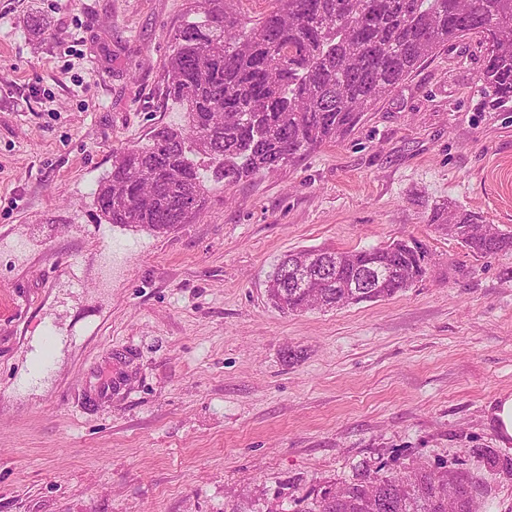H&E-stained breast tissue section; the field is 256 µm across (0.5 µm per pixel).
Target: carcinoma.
<instances>
[{
  "label": "carcinoma",
  "mask_w": 512,
  "mask_h": 512,
  "mask_svg": "<svg viewBox=\"0 0 512 512\" xmlns=\"http://www.w3.org/2000/svg\"><path fill=\"white\" fill-rule=\"evenodd\" d=\"M204 20L187 22L167 62L164 94L185 110V124L153 129L145 146L116 153L93 205L106 224L153 232L199 215L205 185L198 160L230 185L291 164L345 138L431 56L476 43L490 107L512 103V0H274L249 24L228 0H203ZM428 222L467 251L491 258L512 251V234L466 209L439 204ZM329 260L335 279L309 288L286 284L290 260ZM432 259L417 242L371 249L310 248L273 268L271 304L288 313L391 298L426 278ZM379 274L372 288L354 284ZM484 473L457 467L405 472L363 467L324 486L301 512H481L489 477L512 479V456L474 450Z\"/></svg>",
  "instance_id": "obj_1"
}]
</instances>
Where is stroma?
Masks as SVG:
<instances>
[{
	"label": "stroma",
	"instance_id": "stroma-1",
	"mask_svg": "<svg viewBox=\"0 0 512 512\" xmlns=\"http://www.w3.org/2000/svg\"><path fill=\"white\" fill-rule=\"evenodd\" d=\"M200 0H0V512H297L362 465L512 455V252L428 224L452 202L512 234V109L475 46L428 58L344 139L227 185L190 224L99 222L114 152L181 125L160 94ZM422 244L426 280L288 314L289 252ZM127 385L106 392L114 365ZM492 419L502 441L507 443L512 439V394H505L496 400L491 411Z\"/></svg>",
	"mask_w": 512,
	"mask_h": 512
}]
</instances>
